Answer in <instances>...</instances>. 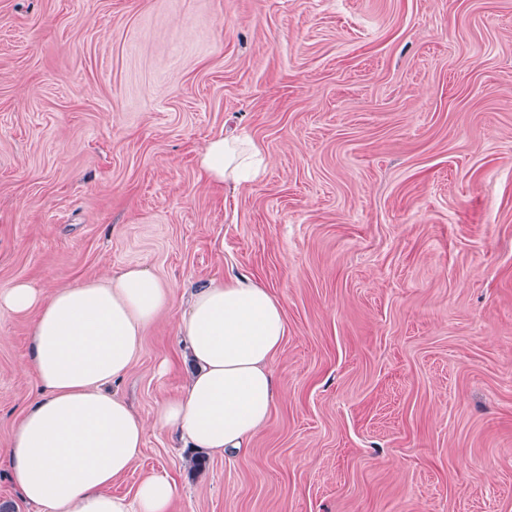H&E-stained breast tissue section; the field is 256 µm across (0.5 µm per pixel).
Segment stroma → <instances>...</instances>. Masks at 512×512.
I'll use <instances>...</instances> for the list:
<instances>
[{
    "instance_id": "35a3bbf8",
    "label": "stroma",
    "mask_w": 512,
    "mask_h": 512,
    "mask_svg": "<svg viewBox=\"0 0 512 512\" xmlns=\"http://www.w3.org/2000/svg\"><path fill=\"white\" fill-rule=\"evenodd\" d=\"M248 135L233 188L197 155ZM129 265L173 291L117 393L186 386L190 289L282 303L278 398L245 448L148 431L112 492L171 512H512V0H0V289ZM0 314L4 455L33 399ZM267 164L266 157L254 141L245 136L212 137L198 155L200 171L210 181L239 186L256 177Z\"/></svg>"
}]
</instances>
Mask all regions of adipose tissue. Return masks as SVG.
Listing matches in <instances>:
<instances>
[{
	"label": "adipose tissue",
	"instance_id": "obj_1",
	"mask_svg": "<svg viewBox=\"0 0 512 512\" xmlns=\"http://www.w3.org/2000/svg\"><path fill=\"white\" fill-rule=\"evenodd\" d=\"M266 164L246 136L212 137L198 155L206 178L235 187ZM171 298L170 287L138 266L48 296L26 280L0 290V313L35 316L24 367L37 393L6 450L10 479L28 503L42 512H170L177 488L167 475L146 478L130 498L110 491L140 455L148 430L228 454L268 420L271 362L287 326L280 300L248 279L214 281L192 293L178 321L190 380L151 422L112 393V382L137 357L145 327Z\"/></svg>",
	"mask_w": 512,
	"mask_h": 512
}]
</instances>
